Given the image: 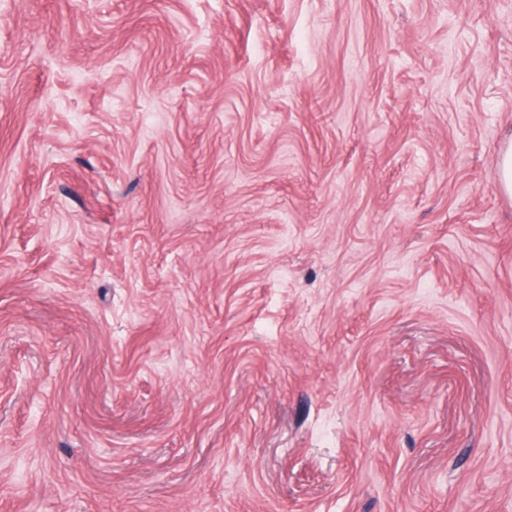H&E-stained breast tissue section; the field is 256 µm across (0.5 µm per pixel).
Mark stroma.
<instances>
[{
	"instance_id": "35a3bbf8",
	"label": "stroma",
	"mask_w": 512,
	"mask_h": 512,
	"mask_svg": "<svg viewBox=\"0 0 512 512\" xmlns=\"http://www.w3.org/2000/svg\"><path fill=\"white\" fill-rule=\"evenodd\" d=\"M512 0H0V512H512ZM496 178L501 192L512 197V137L501 148Z\"/></svg>"
}]
</instances>
